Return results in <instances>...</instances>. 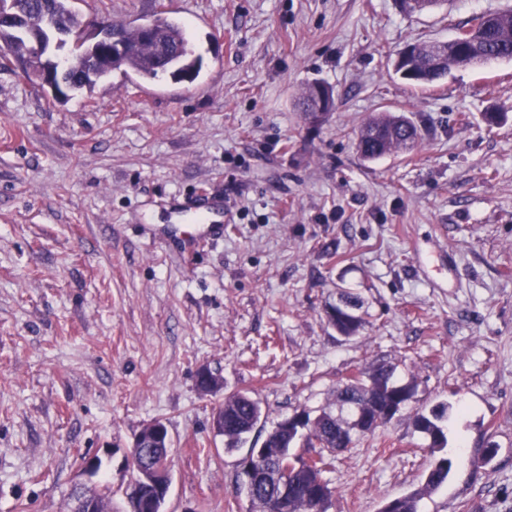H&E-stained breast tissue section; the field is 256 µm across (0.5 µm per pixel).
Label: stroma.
Listing matches in <instances>:
<instances>
[{"instance_id":"1","label":"stroma","mask_w":512,"mask_h":512,"mask_svg":"<svg viewBox=\"0 0 512 512\" xmlns=\"http://www.w3.org/2000/svg\"><path fill=\"white\" fill-rule=\"evenodd\" d=\"M70 5L123 24L166 12L203 67L181 84L116 73L64 102L0 67V512H65L94 452L123 512L128 450L156 420L173 448L165 512H251L239 459L380 362L416 394L337 453L327 512L420 488L432 457L412 419L438 403L452 467L421 512H512V62L426 86L392 65L512 0ZM315 81L338 105L310 121L298 101ZM385 110L420 145L363 159L359 127ZM201 192L224 233L187 263L156 237L189 232L173 203ZM345 289L368 312L350 340L326 318ZM203 365L223 394H199ZM235 391L262 415L229 452L212 415Z\"/></svg>"}]
</instances>
